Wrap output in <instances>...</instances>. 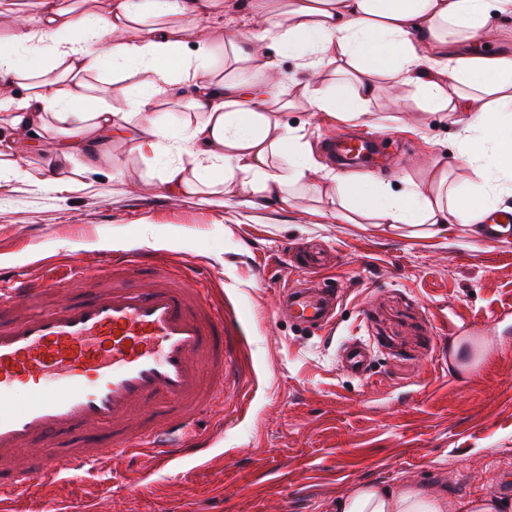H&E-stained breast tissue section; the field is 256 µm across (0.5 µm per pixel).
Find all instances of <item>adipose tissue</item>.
Returning <instances> with one entry per match:
<instances>
[{
  "label": "adipose tissue",
  "instance_id": "adipose-tissue-1",
  "mask_svg": "<svg viewBox=\"0 0 512 512\" xmlns=\"http://www.w3.org/2000/svg\"><path fill=\"white\" fill-rule=\"evenodd\" d=\"M220 2L112 0L102 14L95 0L80 9L41 0L35 16L0 37V119L10 129L0 157L51 125L76 133L58 154L76 164L130 133L144 165L169 155L160 179L169 197L245 194L255 204H289L321 169L281 120L291 107L279 72L285 55L297 62L310 110L359 124L379 84L412 85L425 111L448 114L458 127L461 184L444 168L420 181L404 178L399 191L338 178L328 194L338 216L426 224L439 233L479 223L512 195V59L455 50L498 38L512 0H233L257 25L222 46L190 49L195 29ZM106 60L132 66L141 92L112 103L93 94L94 68ZM182 83L194 95L181 144L169 141L157 108L180 101ZM336 512H448V502L411 484L366 485L338 501Z\"/></svg>",
  "mask_w": 512,
  "mask_h": 512
}]
</instances>
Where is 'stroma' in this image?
Segmentation results:
<instances>
[{"label": "stroma", "mask_w": 512, "mask_h": 512, "mask_svg": "<svg viewBox=\"0 0 512 512\" xmlns=\"http://www.w3.org/2000/svg\"><path fill=\"white\" fill-rule=\"evenodd\" d=\"M366 123L304 106L284 123L303 128L313 155L342 178L363 167L332 165L336 134L377 140L401 188L433 167L458 171L450 120L424 111L414 87H384ZM109 163L64 186L0 183V271L44 275L108 253L155 251L173 267L195 266L214 299L240 323L242 385L226 408L204 410L202 458L164 463L145 452L104 458L37 491L0 501V512H334L357 487L415 484L450 506L512 482V233L482 241L474 224L429 235L425 226L350 224L314 190L283 207L246 198L142 190L159 182L129 140L112 142ZM321 244L334 257L320 283L342 286L335 317L304 330L278 315L279 294L300 273L280 262L284 246ZM472 329L477 349L449 354L448 340ZM369 350L365 376L339 364L344 343Z\"/></svg>", "instance_id": "1"}]
</instances>
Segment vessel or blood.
Returning a JSON list of instances; mask_svg holds the SVG:
<instances>
[{"label": "vessel or blood", "instance_id": "obj_1", "mask_svg": "<svg viewBox=\"0 0 512 512\" xmlns=\"http://www.w3.org/2000/svg\"><path fill=\"white\" fill-rule=\"evenodd\" d=\"M329 151L368 164L374 140L339 135ZM512 227V212H495L486 241ZM88 299L64 298L40 276L0 282V496L60 481L103 457L145 451L162 459L199 454L198 414L223 404L224 386L240 379L238 320L225 313L192 269L176 271L153 252H114ZM340 288H301L277 310L297 324L328 322ZM342 368L363 374L367 350L347 342ZM27 387V403H10ZM82 443L62 447L73 429ZM41 445L22 463L19 452Z\"/></svg>", "mask_w": 512, "mask_h": 512}]
</instances>
